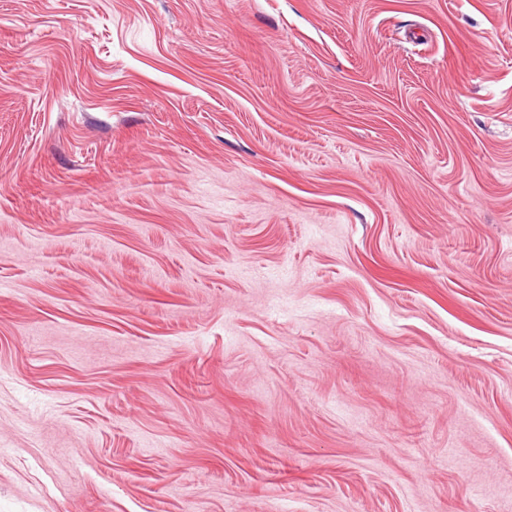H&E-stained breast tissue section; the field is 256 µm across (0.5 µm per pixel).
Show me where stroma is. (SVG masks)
Returning a JSON list of instances; mask_svg holds the SVG:
<instances>
[{
	"label": "stroma",
	"instance_id": "1",
	"mask_svg": "<svg viewBox=\"0 0 512 512\" xmlns=\"http://www.w3.org/2000/svg\"><path fill=\"white\" fill-rule=\"evenodd\" d=\"M0 512H512V0H0Z\"/></svg>",
	"mask_w": 512,
	"mask_h": 512
}]
</instances>
